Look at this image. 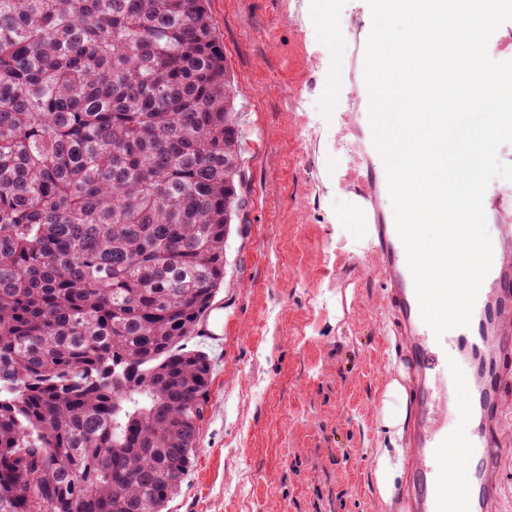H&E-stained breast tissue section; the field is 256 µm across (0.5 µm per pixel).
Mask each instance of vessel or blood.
<instances>
[{
	"mask_svg": "<svg viewBox=\"0 0 512 512\" xmlns=\"http://www.w3.org/2000/svg\"><path fill=\"white\" fill-rule=\"evenodd\" d=\"M486 215L512 211V190H486ZM377 256L387 301L405 341L414 428L408 484L398 512H492L502 484L499 467L512 454L501 416L512 411V226L501 225L492 268L469 326L435 337L423 322L394 217L375 213ZM458 450L462 495L447 490L445 443Z\"/></svg>",
	"mask_w": 512,
	"mask_h": 512,
	"instance_id": "obj_1",
	"label": "vessel or blood"
}]
</instances>
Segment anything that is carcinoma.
Masks as SVG:
<instances>
[{
  "label": "carcinoma",
  "mask_w": 512,
  "mask_h": 512,
  "mask_svg": "<svg viewBox=\"0 0 512 512\" xmlns=\"http://www.w3.org/2000/svg\"><path fill=\"white\" fill-rule=\"evenodd\" d=\"M207 0H0V512H163L246 175Z\"/></svg>",
  "instance_id": "obj_1"
}]
</instances>
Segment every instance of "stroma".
Segmentation results:
<instances>
[{
    "label": "stroma",
    "mask_w": 512,
    "mask_h": 512,
    "mask_svg": "<svg viewBox=\"0 0 512 512\" xmlns=\"http://www.w3.org/2000/svg\"><path fill=\"white\" fill-rule=\"evenodd\" d=\"M240 91L249 207L232 225L224 348L212 364L196 455L165 512H387L378 449L404 447L379 423L382 394L405 381L384 339L374 227L365 198L363 0H209Z\"/></svg>",
    "instance_id": "stroma-1"
}]
</instances>
